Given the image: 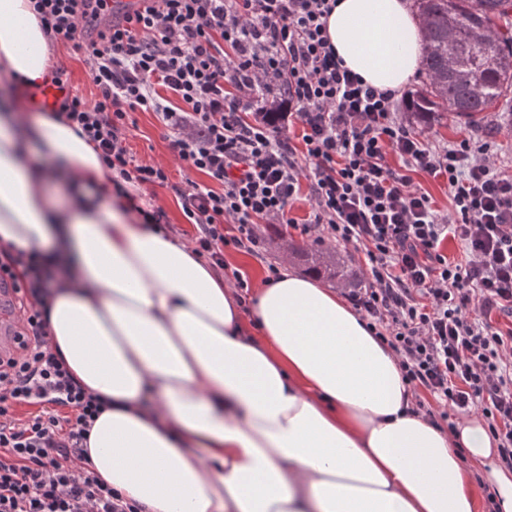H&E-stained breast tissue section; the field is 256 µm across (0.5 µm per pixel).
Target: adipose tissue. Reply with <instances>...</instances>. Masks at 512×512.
I'll return each mask as SVG.
<instances>
[{
    "mask_svg": "<svg viewBox=\"0 0 512 512\" xmlns=\"http://www.w3.org/2000/svg\"><path fill=\"white\" fill-rule=\"evenodd\" d=\"M30 0H0V250L60 273L48 342L112 407L93 469L147 512H476L474 478L512 512L483 421L413 413L395 357L338 290L282 265L239 302L191 244L135 223L93 146L13 96L55 56ZM327 34L369 85L402 91L423 55L408 0H338ZM72 184L67 202L49 191Z\"/></svg>",
    "mask_w": 512,
    "mask_h": 512,
    "instance_id": "adipose-tissue-1",
    "label": "adipose tissue"
}]
</instances>
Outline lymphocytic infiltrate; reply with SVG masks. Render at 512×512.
<instances>
[{"label":"lymphocytic infiltrate","mask_w":512,"mask_h":512,"mask_svg":"<svg viewBox=\"0 0 512 512\" xmlns=\"http://www.w3.org/2000/svg\"><path fill=\"white\" fill-rule=\"evenodd\" d=\"M142 2L113 19L109 0H32L47 38L84 55L94 100L56 70L52 115L93 145L113 194L168 185L165 167L126 144L131 113H155L181 166L208 178L176 190L195 250L245 299L225 248L258 254L265 226L297 224L290 208L308 187L303 231L365 254L366 282L347 299L397 357L414 413L447 423L480 412L512 470V328L492 321L512 319V173L493 163L492 142L434 140L400 119L402 99L366 84L330 43L337 0ZM419 172L447 178L451 212L413 186ZM449 237L463 260L440 252ZM51 279L37 249L0 251V283L22 314L21 342L0 358V512H145L88 464L89 433L112 403L48 347ZM19 404L43 411L18 425Z\"/></svg>","instance_id":"lymphocytic-infiltrate-1"}]
</instances>
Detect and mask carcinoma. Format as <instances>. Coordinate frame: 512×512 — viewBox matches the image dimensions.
Segmentation results:
<instances>
[{
	"label": "carcinoma",
	"mask_w": 512,
	"mask_h": 512,
	"mask_svg": "<svg viewBox=\"0 0 512 512\" xmlns=\"http://www.w3.org/2000/svg\"><path fill=\"white\" fill-rule=\"evenodd\" d=\"M424 32L422 89L407 100L411 120L431 124L450 112L476 124L512 93V0H414ZM318 275L350 282L330 252L303 251Z\"/></svg>",
	"instance_id": "carcinoma-1"
}]
</instances>
